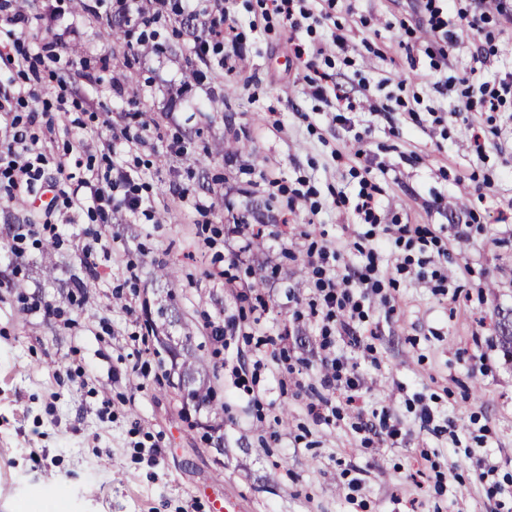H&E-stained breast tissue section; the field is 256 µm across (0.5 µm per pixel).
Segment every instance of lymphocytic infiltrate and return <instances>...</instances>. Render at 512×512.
I'll list each match as a JSON object with an SVG mask.
<instances>
[{"label": "lymphocytic infiltrate", "mask_w": 512, "mask_h": 512, "mask_svg": "<svg viewBox=\"0 0 512 512\" xmlns=\"http://www.w3.org/2000/svg\"><path fill=\"white\" fill-rule=\"evenodd\" d=\"M486 21L484 13L456 8L454 0H422L419 26L433 34L440 57H447L449 48L459 43L458 28L464 27L473 34H480ZM60 131L59 124L50 122L41 134L25 130L16 131L6 149H0V189L8 197L34 186L44 174L46 159L36 145L40 138H51ZM57 169L63 176L66 188L61 193L62 204L71 218L91 211L100 220H107L115 201L137 216L151 217L153 200L139 196L136 185L139 171L112 163L86 165L72 170L66 158H59ZM124 188L123 198H116L114 191ZM433 236L428 229L411 224H386L379 237L360 248L362 261L356 266L340 265L338 249L323 246L311 249L307 264L316 281V292L309 303L312 314L322 319L323 340L321 364L325 373L321 379L323 387L336 393L347 404H354L362 397L357 377V364L337 355L331 340L332 335L347 339L353 346L360 345L358 329L364 323V301L368 293L378 291L387 283V271L379 265V254L387 242H406L426 248Z\"/></svg>", "instance_id": "lymphocytic-infiltrate-1"}]
</instances>
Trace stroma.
I'll return each instance as SVG.
<instances>
[{
    "mask_svg": "<svg viewBox=\"0 0 512 512\" xmlns=\"http://www.w3.org/2000/svg\"><path fill=\"white\" fill-rule=\"evenodd\" d=\"M415 4L336 0L324 18L316 0L292 31L262 0H228L238 43L204 52L202 21L162 13L143 41L84 0L57 2L78 29L62 45L47 0H20L24 23L0 31V78L22 45L42 55L44 81L15 115L65 100L55 118L81 128L96 163L113 129L128 128L134 141L115 160L144 171L140 190L157 210L150 221L116 208L109 223L86 214L71 224L56 207L53 227L35 225L19 244L18 265L13 229L43 215L65 141L38 143L40 186L0 193V512H210L226 497L241 512H512V357L497 333L512 315V103L462 118L436 89L460 91L478 46L486 79L512 71V23L490 13L484 34L439 68ZM297 41L325 47L317 67L349 109L313 96ZM87 70L105 79L98 93L80 79ZM363 153L383 189L380 223L426 225L438 238L425 266L366 302L372 360L336 346L359 364L366 410L407 430L370 447L345 406L327 425L308 413L322 391L321 320L307 312L305 255L328 244L355 261L370 226L336 197L358 190ZM198 196L208 215L194 209ZM237 224L262 225V245L240 250ZM98 237L107 247L91 268L82 248ZM436 270L449 287H434ZM162 306L167 335L190 336L208 362L223 414L184 403L166 378L147 321ZM230 320L241 331L214 342ZM237 360L234 376L224 364Z\"/></svg>",
    "mask_w": 512,
    "mask_h": 512,
    "instance_id": "35a3bbf8",
    "label": "stroma"
}]
</instances>
